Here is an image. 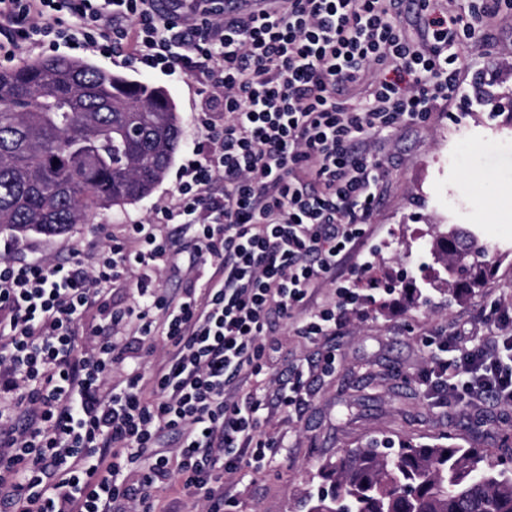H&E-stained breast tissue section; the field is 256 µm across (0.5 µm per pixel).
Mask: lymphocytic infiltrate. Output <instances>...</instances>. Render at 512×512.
<instances>
[{"label":"lymphocytic infiltrate","mask_w":512,"mask_h":512,"mask_svg":"<svg viewBox=\"0 0 512 512\" xmlns=\"http://www.w3.org/2000/svg\"><path fill=\"white\" fill-rule=\"evenodd\" d=\"M504 0L471 14L430 0H263L228 15L224 0H0V60L22 47L124 50L145 68L200 77L206 135L176 196L110 239L91 269L0 259V512H181L179 485L224 512L225 475L258 471L283 448L268 430L303 415L311 369L285 366L274 326L319 343L363 301L336 269L379 202L384 162L372 149L404 122H426L460 91L454 48L486 40ZM368 85L362 108L341 98ZM194 226L177 296L149 276L133 302L108 294L136 267H178L157 225ZM337 300L313 306L317 284ZM485 343L450 329L420 375L428 398L512 403V307L484 313ZM164 340L168 357L146 370ZM122 364L120 378L112 367Z\"/></svg>","instance_id":"obj_1"}]
</instances>
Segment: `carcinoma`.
Wrapping results in <instances>:
<instances>
[{"label":"carcinoma","mask_w":512,"mask_h":512,"mask_svg":"<svg viewBox=\"0 0 512 512\" xmlns=\"http://www.w3.org/2000/svg\"><path fill=\"white\" fill-rule=\"evenodd\" d=\"M181 127L166 92L65 56L0 71V232H67L148 197L177 154ZM475 234L436 232L431 254L454 275L437 292L452 302L466 281ZM329 488L307 512H512V469L484 448L408 443L387 454L367 443L325 467Z\"/></svg>","instance_id":"obj_1"}]
</instances>
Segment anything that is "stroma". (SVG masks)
Masks as SVG:
<instances>
[{"label": "stroma", "instance_id": "1", "mask_svg": "<svg viewBox=\"0 0 512 512\" xmlns=\"http://www.w3.org/2000/svg\"><path fill=\"white\" fill-rule=\"evenodd\" d=\"M457 52L465 56L468 79L483 90L484 101L464 91L429 121L401 127L385 144L382 200L354 256L355 262L371 265V278L360 289L374 301L319 346L279 330L289 363L323 347L335 352L336 370L317 375L312 405L302 418L272 419L270 429L283 433L286 443L276 459L250 476H225L224 512H305L302 501L321 485L323 466L373 438L472 445L495 455L512 440V408L489 401L461 409L442 406L428 402L416 383L428 358V335L454 326L484 332V308L501 296L512 297V223L495 224L481 214L469 179L473 173L485 175L488 193L512 197V12L503 11L489 40ZM56 53L163 88L176 105L182 130L171 167L145 199L73 225L62 235L16 236L15 258L40 254L66 264L75 249L92 260L107 236L125 237L126 220L144 219L170 200L188 151L202 141L203 131L197 122V85L189 77L138 70L121 58L108 60L64 44ZM438 224L472 229L488 248L480 287L452 304L434 291L428 300L416 297L417 289L433 280L429 243Z\"/></svg>", "mask_w": 512, "mask_h": 512}]
</instances>
